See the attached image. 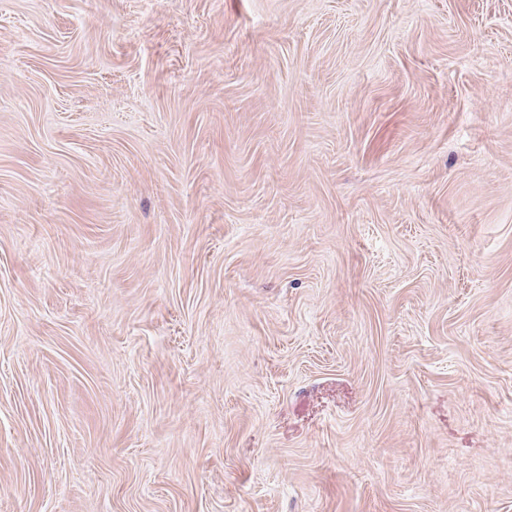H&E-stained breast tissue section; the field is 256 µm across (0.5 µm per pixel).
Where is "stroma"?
<instances>
[{
  "label": "stroma",
  "mask_w": 512,
  "mask_h": 512,
  "mask_svg": "<svg viewBox=\"0 0 512 512\" xmlns=\"http://www.w3.org/2000/svg\"><path fill=\"white\" fill-rule=\"evenodd\" d=\"M0 512H512V0H0Z\"/></svg>",
  "instance_id": "35a3bbf8"
}]
</instances>
